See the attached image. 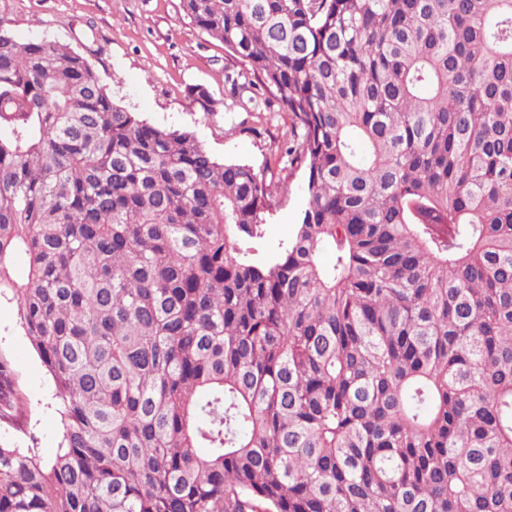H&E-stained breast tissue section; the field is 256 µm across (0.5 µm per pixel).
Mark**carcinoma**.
Returning <instances> with one entry per match:
<instances>
[{
	"label": "carcinoma",
	"instance_id": "cac0c4a2",
	"mask_svg": "<svg viewBox=\"0 0 512 512\" xmlns=\"http://www.w3.org/2000/svg\"><path fill=\"white\" fill-rule=\"evenodd\" d=\"M180 9L302 127L301 222L265 251L262 174L0 13V297L61 426L0 512H512V0Z\"/></svg>",
	"mask_w": 512,
	"mask_h": 512
}]
</instances>
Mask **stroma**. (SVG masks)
Listing matches in <instances>:
<instances>
[{"instance_id":"35a3bbf8","label":"stroma","mask_w":512,"mask_h":512,"mask_svg":"<svg viewBox=\"0 0 512 512\" xmlns=\"http://www.w3.org/2000/svg\"><path fill=\"white\" fill-rule=\"evenodd\" d=\"M14 37L48 39L83 54L114 100L160 127L187 128L218 159L250 165L287 190L262 226L265 249L288 240L307 204L306 176L287 167L285 146L294 117L253 88L231 86L237 61L222 42L184 16L179 0H5ZM202 87L215 102L204 112L191 96ZM15 370L27 416L0 422V444L33 448L51 458L60 441L54 387L18 323L12 301L0 298V357Z\"/></svg>"}]
</instances>
